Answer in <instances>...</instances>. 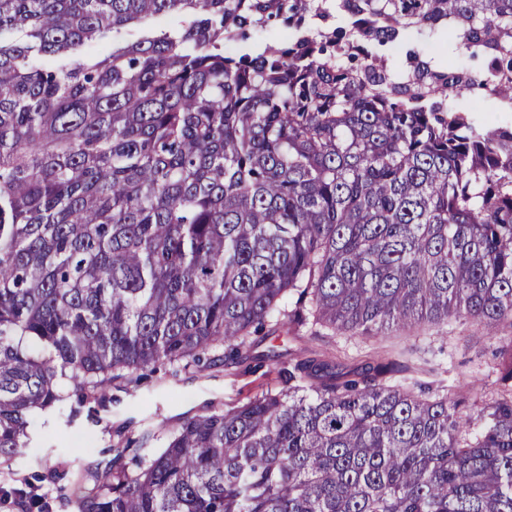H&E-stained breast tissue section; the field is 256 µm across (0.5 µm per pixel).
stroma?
<instances>
[{"label":"stroma","mask_w":512,"mask_h":512,"mask_svg":"<svg viewBox=\"0 0 512 512\" xmlns=\"http://www.w3.org/2000/svg\"><path fill=\"white\" fill-rule=\"evenodd\" d=\"M410 48L427 61L445 57L475 71L484 65L462 45L449 49L434 38L391 44L382 52L398 66ZM510 334L507 325L490 328L466 318L375 337H351L307 324L251 337L246 354L236 360L225 359L218 348L199 367L175 363L123 372L104 391H71L63 407L33 421L27 447L0 463V487L33 482L45 512H75L76 500L94 491L97 476L114 464L159 454L166 432L189 419L246 402L270 388H286L287 369L307 357L347 370L374 360L395 362L403 367L396 379L406 389L427 395L456 386L462 410L469 414L475 401L494 396L496 339Z\"/></svg>","instance_id":"1"}]
</instances>
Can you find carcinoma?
Returning <instances> with one entry per match:
<instances>
[{
  "label": "carcinoma",
  "mask_w": 512,
  "mask_h": 512,
  "mask_svg": "<svg viewBox=\"0 0 512 512\" xmlns=\"http://www.w3.org/2000/svg\"><path fill=\"white\" fill-rule=\"evenodd\" d=\"M433 35L486 71L379 53ZM477 89L512 109V0H0V459L67 385L267 325L512 327V126L448 107ZM396 372L303 359L77 512H512V336L472 415Z\"/></svg>",
  "instance_id": "cac0c4a2"
}]
</instances>
